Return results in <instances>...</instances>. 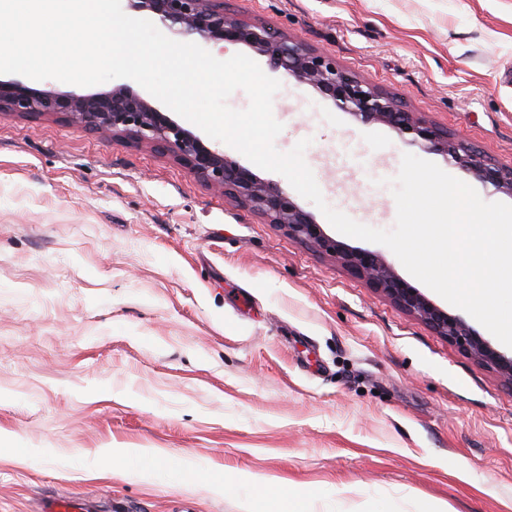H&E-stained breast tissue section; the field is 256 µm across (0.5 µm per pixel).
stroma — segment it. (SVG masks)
<instances>
[{"label": "stroma", "instance_id": "1", "mask_svg": "<svg viewBox=\"0 0 512 512\" xmlns=\"http://www.w3.org/2000/svg\"><path fill=\"white\" fill-rule=\"evenodd\" d=\"M333 55L406 110L512 167V0H224ZM275 147L325 201L392 229L411 153L487 202L512 196L275 72ZM323 233L339 234L302 196ZM103 448H157L159 479ZM204 460L193 482L179 459ZM512 512V386L336 260L169 156L63 116L0 114V512ZM226 478L223 495L209 482Z\"/></svg>", "mask_w": 512, "mask_h": 512}]
</instances>
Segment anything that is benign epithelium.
<instances>
[{
    "mask_svg": "<svg viewBox=\"0 0 512 512\" xmlns=\"http://www.w3.org/2000/svg\"><path fill=\"white\" fill-rule=\"evenodd\" d=\"M135 11H149L183 39L240 43L268 58L299 83L331 98L341 111L363 123L386 125L408 143L451 158L485 185L512 196V168H505L474 148L456 143L448 131L406 111L401 101L345 70L329 53L308 47L262 22L224 11V0H128ZM0 112L22 116L63 115L73 124L103 137L122 136L166 154L206 185L263 215L267 223L288 230L292 238L328 254L354 277L389 298L397 307L448 338L480 364L512 384V355L480 336L463 318L451 315L402 279L386 259L369 250L345 249L325 236L312 216L280 187L206 146L126 85L96 94L37 90L19 79H0Z\"/></svg>",
    "mask_w": 512,
    "mask_h": 512,
    "instance_id": "1",
    "label": "benign epithelium"
}]
</instances>
